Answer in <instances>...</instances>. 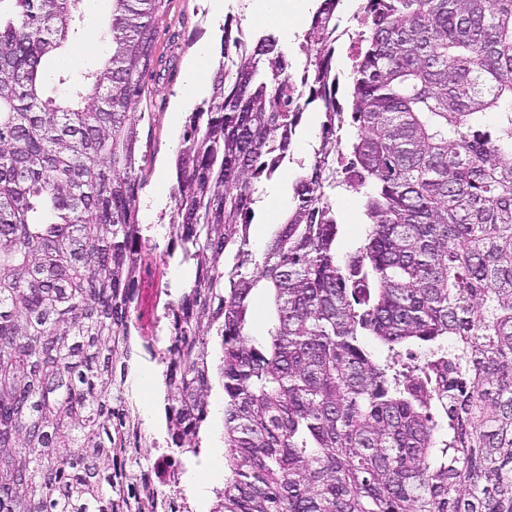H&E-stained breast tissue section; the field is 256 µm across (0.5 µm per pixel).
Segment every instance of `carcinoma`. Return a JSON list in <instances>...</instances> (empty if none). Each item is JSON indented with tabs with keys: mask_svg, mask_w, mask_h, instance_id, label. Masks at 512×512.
<instances>
[{
	"mask_svg": "<svg viewBox=\"0 0 512 512\" xmlns=\"http://www.w3.org/2000/svg\"><path fill=\"white\" fill-rule=\"evenodd\" d=\"M173 2L112 0L102 67L48 77L81 0H0V512H196L180 484L217 386L208 512H512V0H364L349 112L341 0L291 59L224 25L175 159L169 234L194 279L164 290L161 336L136 317L137 109ZM313 103L319 146L255 253L256 194ZM347 188L367 230L344 254ZM145 355L172 471L130 448ZM349 39L345 36L336 42V67L342 73L343 77L350 71L352 66V55L354 53V49ZM343 77L341 78V88L338 96L346 107L347 112H349L350 109L347 107V101L345 98L346 94L343 87Z\"/></svg>",
	"mask_w": 512,
	"mask_h": 512,
	"instance_id": "cac0c4a2",
	"label": "carcinoma"
}]
</instances>
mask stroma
<instances>
[{
	"label": "stroma",
	"instance_id": "1",
	"mask_svg": "<svg viewBox=\"0 0 512 512\" xmlns=\"http://www.w3.org/2000/svg\"><path fill=\"white\" fill-rule=\"evenodd\" d=\"M111 0H82L86 34L95 36L96 50H79L63 54L49 62L50 68L61 66L71 69L85 68L99 63L105 52L104 35L111 13ZM249 33L271 32L281 34L284 20L263 21L253 17L246 0H226L223 15L210 12L208 0H174L173 8L166 18L158 23V44L160 54L174 60L172 70L166 76L148 80L147 93L139 106L144 118L140 123L143 133L141 151L148 159L150 176L140 192L141 224L150 226L148 246L156 254L164 255L170 240L167 221L171 210L170 188L175 178L174 161L180 146L184 119L169 120L168 111L176 99H184L185 111H192L201 100L208 98L209 89H202L196 95L186 96L184 92V69L187 62L198 61L205 71H213V61L220 50L222 26L225 20ZM319 119L315 113H307L300 131L293 140L291 152L293 163L284 164L276 177L264 183L254 205L255 219L251 227V246L262 251L273 232V226L279 223L292 203L291 184L299 176L298 160L308 159L316 142ZM336 209L342 225V246L351 250L364 239V225L355 223L354 217L362 211V197L351 190H339L336 197ZM158 282L144 281L139 295V323L144 330L152 331L157 327L161 315L160 307L155 304V289L162 286L179 293L187 287L193 275L191 268L181 265L177 260H166L161 265ZM140 410L144 416V428L152 447L146 448L149 458L160 456V442L165 437V427L161 422L162 395L158 386L138 389ZM203 464L190 470L183 480L188 495L193 499L197 512H207L211 497L208 490L202 489L201 481L215 469L224 465V442L209 437L202 451Z\"/></svg>",
	"mask_w": 512,
	"mask_h": 512
}]
</instances>
